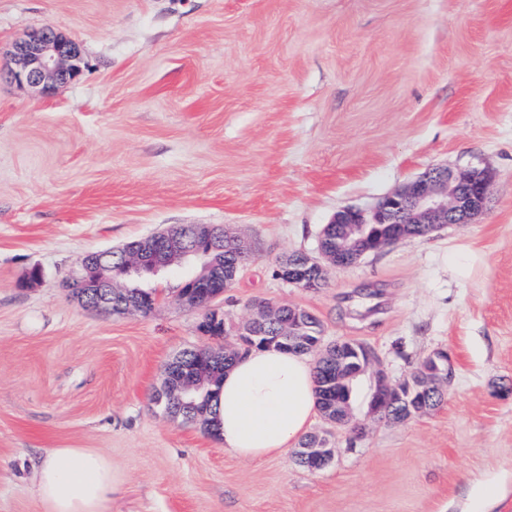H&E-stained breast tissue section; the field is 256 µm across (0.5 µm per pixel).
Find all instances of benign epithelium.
Here are the masks:
<instances>
[{
    "instance_id": "1",
    "label": "benign epithelium",
    "mask_w": 512,
    "mask_h": 512,
    "mask_svg": "<svg viewBox=\"0 0 512 512\" xmlns=\"http://www.w3.org/2000/svg\"><path fill=\"white\" fill-rule=\"evenodd\" d=\"M11 65L0 75L19 84L49 89L59 83L75 80L81 72L82 51L72 40L56 32L50 24L34 29L19 38L12 46ZM491 177L484 169L454 170L448 166H436L402 189L383 198L369 211L347 208L337 212L330 223L341 225L336 237L321 238L319 258L306 254L288 259V266L280 269L281 280L306 290H314L323 283L322 260L336 267H349L367 253L377 251L407 236L406 228L416 227L429 234L447 224H470L483 214L489 203ZM229 233L224 227L205 224H183L176 230H166L142 238L132 250L111 249L87 254L80 269L68 277V284L75 289L73 296L85 307L104 313L117 308L123 313L151 311L153 304L145 300V291H132L129 286L115 287L111 260L122 257L121 271L128 277L157 276L169 267L182 263L188 256L201 257V267L189 281L183 284L179 298L198 308L204 320L217 325L224 313L215 302L224 290L204 292L218 276L213 258L224 254V238ZM279 315V310L259 311L246 323L224 325L226 336H263L255 322L262 316ZM317 327L313 314L301 308H290L288 321L281 324L280 334L293 344L308 345L309 350L320 348L322 339L311 343L307 336ZM375 359V353L366 345L352 346L338 358V381L347 379L345 373L352 364L358 372L365 371ZM430 365L426 376L415 380V386L423 393L435 392L447 396V384L453 377L454 364L446 353L433 352L425 358ZM183 370L182 355L170 359L165 374L163 390L179 401H184L201 382L197 377L180 376ZM399 389L380 374L371 403V414L378 418L390 410V402L381 396ZM334 450L319 435L312 436L309 444L300 447L296 457L313 464L319 470L333 459Z\"/></svg>"
}]
</instances>
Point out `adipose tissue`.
<instances>
[{"mask_svg": "<svg viewBox=\"0 0 512 512\" xmlns=\"http://www.w3.org/2000/svg\"><path fill=\"white\" fill-rule=\"evenodd\" d=\"M216 402L225 450L251 461L284 453L319 410L308 360L276 348L240 354L225 370ZM35 486L47 512H106L112 464L88 448H54L37 465Z\"/></svg>", "mask_w": 512, "mask_h": 512, "instance_id": "obj_1", "label": "adipose tissue"}]
</instances>
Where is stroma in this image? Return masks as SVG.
Masks as SVG:
<instances>
[{
  "label": "stroma",
  "instance_id": "stroma-1",
  "mask_svg": "<svg viewBox=\"0 0 512 512\" xmlns=\"http://www.w3.org/2000/svg\"><path fill=\"white\" fill-rule=\"evenodd\" d=\"M46 24L84 65L48 92L0 81V512H46L34 471L53 448L111 462L107 512H512V0H0V50ZM435 166L489 171L476 221L329 268L317 292L274 276L336 212ZM172 224L250 248L227 321L289 305L374 350L352 424L312 425L332 432L325 468L241 460L153 405L167 361L206 342L179 275L151 281L146 316L63 288L88 252ZM436 350L455 364L445 403L370 420L377 373Z\"/></svg>",
  "mask_w": 512,
  "mask_h": 512
}]
</instances>
